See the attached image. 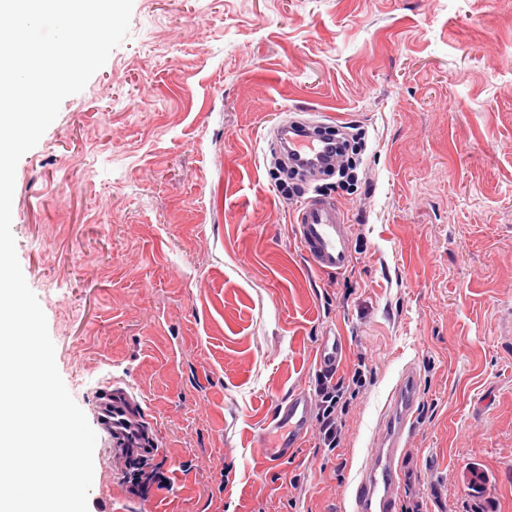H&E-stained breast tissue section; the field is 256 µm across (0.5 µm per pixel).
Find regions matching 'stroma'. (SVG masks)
Returning a JSON list of instances; mask_svg holds the SVG:
<instances>
[{"mask_svg":"<svg viewBox=\"0 0 512 512\" xmlns=\"http://www.w3.org/2000/svg\"><path fill=\"white\" fill-rule=\"evenodd\" d=\"M358 127V182L276 187L274 126ZM332 196L354 266L292 227ZM12 231L65 386L138 404L147 498L97 443L89 512H348L405 368L420 408L401 502L512 512V0H134L127 39L16 169ZM362 387L338 450L276 468L254 438L314 352ZM347 343L344 336H325L315 351L316 367L323 375L334 376L346 356Z\"/></svg>","mask_w":512,"mask_h":512,"instance_id":"obj_1","label":"stroma"}]
</instances>
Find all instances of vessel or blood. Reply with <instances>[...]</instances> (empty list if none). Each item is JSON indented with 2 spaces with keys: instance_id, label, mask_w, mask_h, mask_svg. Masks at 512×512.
<instances>
[{
  "instance_id": "vessel-or-blood-1",
  "label": "vessel or blood",
  "mask_w": 512,
  "mask_h": 512,
  "mask_svg": "<svg viewBox=\"0 0 512 512\" xmlns=\"http://www.w3.org/2000/svg\"><path fill=\"white\" fill-rule=\"evenodd\" d=\"M272 135L277 157L284 167L293 168L302 181L321 179L339 161L330 143L329 127L304 120H285L273 128ZM293 232L318 272L340 274L353 265L352 231L335 198L321 195L306 199L296 212ZM346 350L344 337H323L315 351L318 371L335 375ZM419 407L420 381L416 371L409 369L388 395L381 426L356 472L349 512H399L402 455L413 433ZM95 408L101 432L113 442L121 441L126 425L139 423L131 402L114 393L111 387L97 391ZM316 417L317 404L308 390L292 391L279 402L257 436L262 463L276 467L288 460L294 449L306 442Z\"/></svg>"
}]
</instances>
